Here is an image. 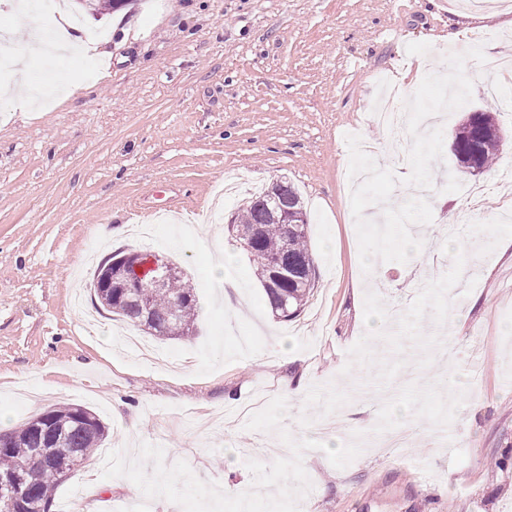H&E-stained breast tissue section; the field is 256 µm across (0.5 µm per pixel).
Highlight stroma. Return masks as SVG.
Returning <instances> with one entry per match:
<instances>
[{
	"instance_id": "obj_1",
	"label": "stroma",
	"mask_w": 512,
	"mask_h": 512,
	"mask_svg": "<svg viewBox=\"0 0 512 512\" xmlns=\"http://www.w3.org/2000/svg\"><path fill=\"white\" fill-rule=\"evenodd\" d=\"M108 36V57L66 67L68 89L43 100L27 90L0 98V430L20 427L56 404L97 412L106 448L163 445L166 464L186 461L200 479L245 491L255 432L240 410L300 383L285 426L318 441L305 452L313 484L301 512H512V248L482 243L481 226L512 217L497 191L468 201L466 186L512 170V86L495 85L475 61L470 108L496 114L503 144L488 171L459 169L451 151L433 165L431 224L418 228L423 253L384 262L363 287L347 187L346 135L395 168L386 131L369 112L383 86L413 94L445 57L476 45L512 58V7L473 18L458 0H132L80 17ZM0 22L16 52L27 34L50 28L46 10L15 16L0 0ZM250 184L285 180L299 189L309 222L315 288L295 318L272 312L264 288L228 221L225 202L207 234L158 225L145 250L181 267L196 290L198 316L185 340H156L165 361L117 345L110 313L97 309L76 273L84 256L102 262L137 248L130 229L152 209L205 214L225 169ZM471 210L445 234L448 213ZM114 235L101 237V226ZM463 241L460 251L449 238ZM235 260L223 275L238 291L218 295V252ZM385 305L398 319L368 353L364 322ZM456 307L462 326L441 324ZM452 345L457 383L475 384L449 429L417 420V438L385 454L364 446L346 468L337 447L377 423L381 402L435 372L437 348ZM348 421L334 420L345 405ZM90 512L142 502L130 480L81 472Z\"/></svg>"
}]
</instances>
